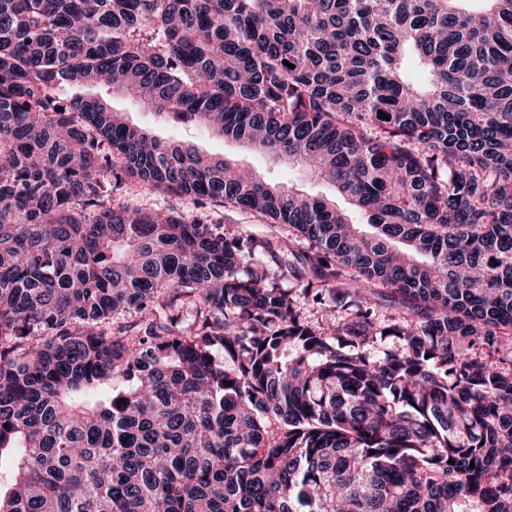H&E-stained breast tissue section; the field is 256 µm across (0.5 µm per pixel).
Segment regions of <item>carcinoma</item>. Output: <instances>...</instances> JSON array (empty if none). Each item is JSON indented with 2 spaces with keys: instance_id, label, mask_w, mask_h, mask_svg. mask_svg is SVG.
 Wrapping results in <instances>:
<instances>
[{
  "instance_id": "cac0c4a2",
  "label": "carcinoma",
  "mask_w": 512,
  "mask_h": 512,
  "mask_svg": "<svg viewBox=\"0 0 512 512\" xmlns=\"http://www.w3.org/2000/svg\"><path fill=\"white\" fill-rule=\"evenodd\" d=\"M117 167L307 250L114 209ZM5 452L0 512H512V0H0ZM76 93L100 95L110 104L112 110L120 113L128 123L146 129L162 140L191 142L204 152L224 156L241 167L250 169L274 183L283 185L286 189L289 187L305 195L333 198L336 207L345 212L354 223L361 222L360 217L348 200L337 194L335 196L330 185L314 181L302 171L277 167L271 164L264 155L248 150L233 141H224L203 128L164 122L153 112L143 111L135 102L127 98L112 97V92L105 86L76 88L63 85L58 88V94L61 97H71Z\"/></svg>"
}]
</instances>
